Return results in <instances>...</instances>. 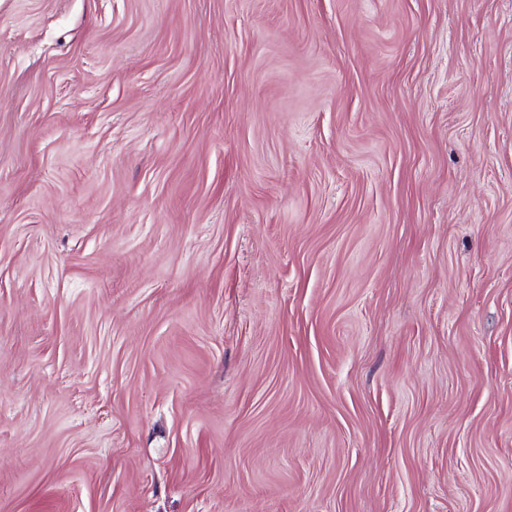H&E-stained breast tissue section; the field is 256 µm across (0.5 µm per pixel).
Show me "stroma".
<instances>
[{
  "mask_svg": "<svg viewBox=\"0 0 512 512\" xmlns=\"http://www.w3.org/2000/svg\"><path fill=\"white\" fill-rule=\"evenodd\" d=\"M0 512H512V0H0Z\"/></svg>",
  "mask_w": 512,
  "mask_h": 512,
  "instance_id": "1",
  "label": "stroma"
}]
</instances>
